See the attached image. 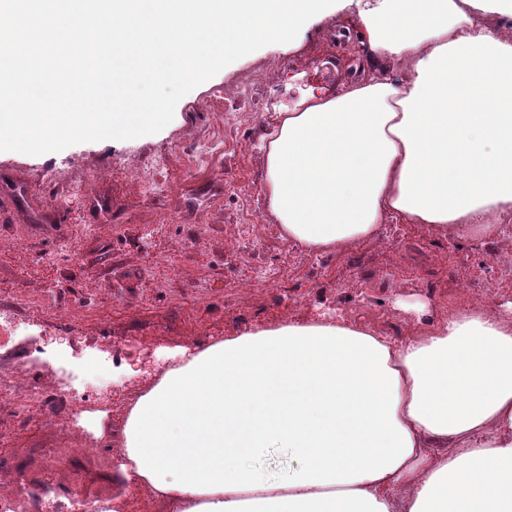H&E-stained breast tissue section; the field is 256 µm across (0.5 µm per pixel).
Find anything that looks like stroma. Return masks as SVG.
I'll return each mask as SVG.
<instances>
[{
	"mask_svg": "<svg viewBox=\"0 0 512 512\" xmlns=\"http://www.w3.org/2000/svg\"><path fill=\"white\" fill-rule=\"evenodd\" d=\"M355 13L351 6L328 14L295 44H271L229 64L183 97L159 133L80 143L39 156L0 152V173L17 177L42 205L53 192L51 174L75 179L86 163L106 169L123 158L168 155L166 166L151 174L160 186L155 196L141 194L130 182L103 186L110 223H101L98 208L83 202L48 212L40 224L27 223L22 210L11 223H0V238L9 241L0 248V282L39 304L24 310L13 295H0V323L16 330L0 338V381L15 378L24 362L31 388L60 373L79 394L108 382L112 409L104 413L102 427L114 429L127 413L122 390L145 391L159 372L151 364L138 376L125 375L122 357L135 341L156 338L164 349L192 347L248 325L336 308L401 338L418 306L435 320L461 307L464 294L485 292L479 281L462 290V272L494 253L495 243L466 239L451 245L423 238L413 224L405 225L393 252L379 253L371 242L356 244L351 252L331 254L325 272H308L307 258L289 256L270 238L246 263L228 255L231 220L243 202H251L263 223L274 221L262 192V137L280 113L294 110L306 93L333 97L381 72L399 78L390 58L371 55L362 44ZM222 121L238 124L252 157L236 174L217 160L196 166L189 160L195 144L217 133ZM194 236L199 244L189 245ZM265 267L279 269V280L241 287V279ZM348 281L363 282V292L345 289ZM42 311L77 319L82 333L43 337L46 360L30 362L20 331ZM64 416L59 405L38 408L0 452V479L9 481L37 474L45 451L62 449L39 512H56L63 501L69 512H80L83 504L103 503L122 489L119 464L71 451L70 438L57 425Z\"/></svg>",
	"mask_w": 512,
	"mask_h": 512,
	"instance_id": "1",
	"label": "stroma"
}]
</instances>
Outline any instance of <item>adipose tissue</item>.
Listing matches in <instances>:
<instances>
[{
  "label": "adipose tissue",
  "mask_w": 512,
  "mask_h": 512,
  "mask_svg": "<svg viewBox=\"0 0 512 512\" xmlns=\"http://www.w3.org/2000/svg\"><path fill=\"white\" fill-rule=\"evenodd\" d=\"M402 61L303 97L266 137L285 241L334 252L394 216L450 241L512 220V0H357ZM172 365L118 429L127 488L168 512H512V302L406 339L340 313L241 328ZM285 448L273 479L253 457Z\"/></svg>",
  "instance_id": "ef3b65f1"
}]
</instances>
